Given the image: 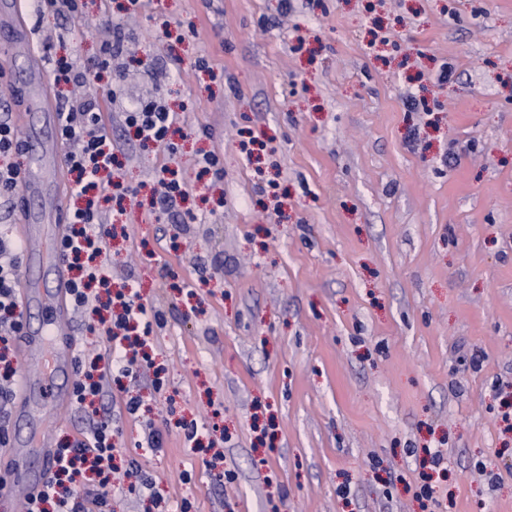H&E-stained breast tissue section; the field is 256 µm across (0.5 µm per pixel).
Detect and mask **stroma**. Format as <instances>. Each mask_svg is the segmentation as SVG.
<instances>
[{
  "label": "stroma",
  "mask_w": 512,
  "mask_h": 512,
  "mask_svg": "<svg viewBox=\"0 0 512 512\" xmlns=\"http://www.w3.org/2000/svg\"><path fill=\"white\" fill-rule=\"evenodd\" d=\"M84 2L63 20L29 0L28 27L35 51L49 28L87 60L100 20L125 18V96L96 87L112 179L136 193L108 260L167 318L149 336L161 390L127 377L102 400L116 465L155 478L111 512L154 495L169 512H512V0ZM24 64L0 35V117L28 106ZM133 99L168 106L177 152L125 128ZM211 150L223 179L196 164ZM165 166L196 222L154 209ZM185 421L223 427L233 481ZM87 423L36 384L7 419L34 468L37 433Z\"/></svg>",
  "instance_id": "1"
}]
</instances>
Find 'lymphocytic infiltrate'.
Wrapping results in <instances>:
<instances>
[{
	"label": "lymphocytic infiltrate",
	"mask_w": 512,
	"mask_h": 512,
	"mask_svg": "<svg viewBox=\"0 0 512 512\" xmlns=\"http://www.w3.org/2000/svg\"><path fill=\"white\" fill-rule=\"evenodd\" d=\"M121 35L103 41L96 57L81 60L74 56L49 59L54 84L80 87L109 79L119 87L122 73L117 65L124 55ZM125 123L134 127L142 143L167 144L173 123L171 112L157 101L135 103L124 114ZM59 131L68 146L65 165L72 175L68 228L60 247L71 273L69 302L77 313L97 316L101 333L109 347L107 362L78 355V375L73 401L78 407L94 405L102 399L109 377L151 376L154 362L146 353L148 336L161 323L160 311L146 307L136 289H112V270L105 257L107 241L115 234L106 214L99 208L95 191H109L111 183L102 180L112 167V137L98 99L70 98L60 109ZM23 152L18 128L0 120V197L16 198L22 169L16 161ZM23 243L9 229L0 230V446L9 442L4 423L12 385L18 373L13 364L14 341L21 336L23 312L18 300ZM117 451L108 417L90 419L79 435L58 446L57 468L45 489L28 493L24 512H108L112 484L117 471L113 464Z\"/></svg>",
	"instance_id": "obj_1"
}]
</instances>
